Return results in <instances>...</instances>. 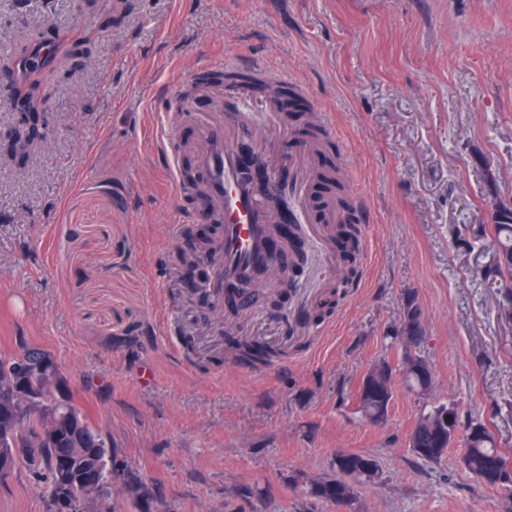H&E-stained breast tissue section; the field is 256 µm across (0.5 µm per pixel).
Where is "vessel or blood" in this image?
Segmentation results:
<instances>
[{
    "instance_id": "obj_1",
    "label": "vessel or blood",
    "mask_w": 512,
    "mask_h": 512,
    "mask_svg": "<svg viewBox=\"0 0 512 512\" xmlns=\"http://www.w3.org/2000/svg\"><path fill=\"white\" fill-rule=\"evenodd\" d=\"M266 70V64L257 60L243 65L205 63L197 67L191 80L200 90L211 89L215 77H223V113L204 129L193 153L192 166H185L175 151L167 153L175 195L191 193L201 196L205 202L203 208L192 213V220H209L221 226L213 258L220 278L226 280L277 267L279 255L268 243L272 224H312L310 189L318 178L315 157L323 149L322 139L305 137L289 150L287 162L270 167L269 192L281 200L275 212L261 205L258 193L243 172L242 156L234 146L236 139L251 133L241 121L245 101L256 98L271 102L270 121L280 125L291 97L306 92L303 85L287 76L270 77ZM174 96L177 104L164 121L165 140L169 143L175 139L178 123L194 117L181 101L182 91H175ZM351 199L352 205L347 209L328 202L320 224L312 225L315 236L324 245L334 241L332 225L347 223L352 214L363 212V198L355 193Z\"/></svg>"
}]
</instances>
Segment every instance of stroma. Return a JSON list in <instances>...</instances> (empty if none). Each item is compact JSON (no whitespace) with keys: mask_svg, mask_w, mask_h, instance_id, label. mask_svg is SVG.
I'll return each instance as SVG.
<instances>
[{"mask_svg":"<svg viewBox=\"0 0 512 512\" xmlns=\"http://www.w3.org/2000/svg\"><path fill=\"white\" fill-rule=\"evenodd\" d=\"M0 0V144L21 123L10 86L19 48L83 38L40 70L37 137L25 167L0 153V353L32 343L58 362L63 392L155 493L152 512H336L303 495L337 453L374 456L352 512H507L512 496L464 467L461 442L418 458L410 433L441 404L482 421L512 451V323L489 279L496 203L512 200V0ZM257 59L310 89L335 123L322 167L343 163L367 213L352 288L331 310L330 257L300 234L296 289L226 308L183 283L162 114L199 64ZM425 343L394 334L407 299ZM287 326V359L224 363L239 336ZM429 361L428 393L404 383L406 355ZM388 364L393 398L370 423L358 391ZM36 478L0 479V512H48Z\"/></svg>","mask_w":512,"mask_h":512,"instance_id":"stroma-1","label":"stroma"}]
</instances>
